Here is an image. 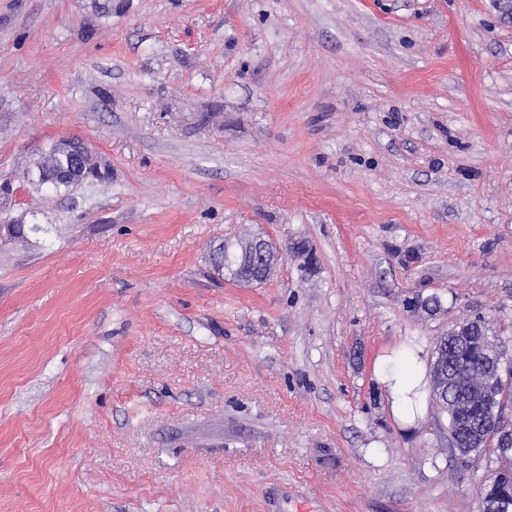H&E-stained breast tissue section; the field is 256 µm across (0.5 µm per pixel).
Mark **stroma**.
Wrapping results in <instances>:
<instances>
[{"instance_id": "1", "label": "stroma", "mask_w": 512, "mask_h": 512, "mask_svg": "<svg viewBox=\"0 0 512 512\" xmlns=\"http://www.w3.org/2000/svg\"><path fill=\"white\" fill-rule=\"evenodd\" d=\"M72 137L104 180L40 183ZM5 180L0 512H479L376 363L477 316L512 358L492 0H0ZM256 236L244 287L213 253ZM56 146V145H55ZM55 146H53L48 154L46 155L42 164L39 165L40 176L39 180L43 183L49 182L53 184L55 187H68L79 184L85 179L77 178L68 182H58L54 178V172L59 168L65 166L67 164L68 159L64 158L62 153L56 151Z\"/></svg>"}]
</instances>
